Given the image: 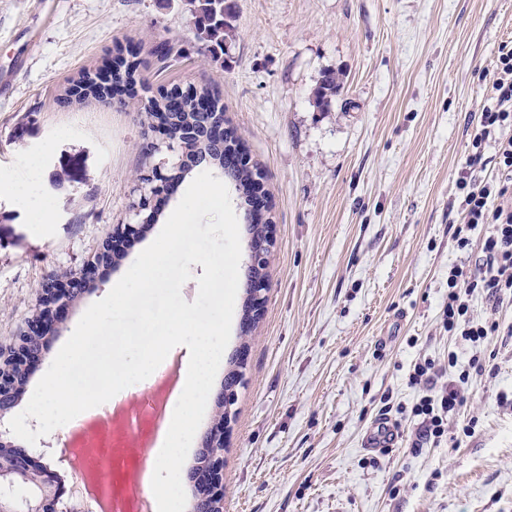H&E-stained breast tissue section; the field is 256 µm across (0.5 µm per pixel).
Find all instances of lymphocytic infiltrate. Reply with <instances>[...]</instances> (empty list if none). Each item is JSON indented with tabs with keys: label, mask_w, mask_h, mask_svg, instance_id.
I'll return each mask as SVG.
<instances>
[{
	"label": "lymphocytic infiltrate",
	"mask_w": 512,
	"mask_h": 512,
	"mask_svg": "<svg viewBox=\"0 0 512 512\" xmlns=\"http://www.w3.org/2000/svg\"><path fill=\"white\" fill-rule=\"evenodd\" d=\"M493 97L479 116V125L471 141L468 167L482 164L487 144H494L498 156L497 173L489 181L479 182L460 175L457 189L462 197L464 221L456 225L453 238L458 248L467 249L476 226L490 225L483 238L481 257L475 265H456L448 271V304L444 311L449 334L480 344L488 338L508 332L495 315L504 301H512V44H503L495 62ZM482 294L492 312L477 319L469 313V299ZM489 359L475 354L468 368L447 383H439L434 363L415 365L410 380L422 386L423 393L411 413L419 420L418 444H439L448 433V420L464 402L463 386L471 374H484Z\"/></svg>",
	"instance_id": "f902f5d3"
}]
</instances>
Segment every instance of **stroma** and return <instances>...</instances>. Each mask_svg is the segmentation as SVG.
Returning a JSON list of instances; mask_svg holds the SVG:
<instances>
[{"label":"stroma","mask_w":512,"mask_h":512,"mask_svg":"<svg viewBox=\"0 0 512 512\" xmlns=\"http://www.w3.org/2000/svg\"><path fill=\"white\" fill-rule=\"evenodd\" d=\"M222 60L196 35L187 0H0V176L37 165V202L0 188V348L35 312L41 286L94 260L133 221V188L150 164L138 106L158 88L205 87L260 174L273 244L262 315L244 349L224 444V512H512V337L481 344L495 375H471L450 437L413 448L415 364L458 376L472 354L442 325L448 270L475 264L491 227L452 236L456 181L490 97L512 0H231ZM173 42L179 59L155 54ZM125 57L136 82L110 103L60 99L87 70ZM344 78L331 111L314 91ZM155 197L154 223L118 244L63 313L48 355L10 412L27 406L85 310L103 299L160 233L188 188ZM456 367H449V355ZM398 431L369 450L380 417ZM475 421V431L461 427ZM69 426L31 446L60 482Z\"/></svg>","instance_id":"stroma-1"}]
</instances>
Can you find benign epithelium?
Wrapping results in <instances>:
<instances>
[{
	"label": "benign epithelium",
	"instance_id": "benign-epithelium-1",
	"mask_svg": "<svg viewBox=\"0 0 512 512\" xmlns=\"http://www.w3.org/2000/svg\"><path fill=\"white\" fill-rule=\"evenodd\" d=\"M134 65L129 61L124 66H116L100 74L101 85L112 94L120 87L119 75L123 68ZM187 93L195 96L202 108H207L211 98L204 88L185 90L173 87L166 91L171 107H177L181 97ZM183 168L182 163L168 164L162 160L153 164L135 185L138 200L133 205L136 222L127 224L124 233L134 236L140 227L152 222L153 215L145 214L151 208L153 198L162 193L170 182L173 172ZM271 248V238L263 242L249 243L251 264H261ZM79 291L62 288L51 279L42 286V299L39 308L27 321L26 330L20 333L17 344L9 354L0 353V412L10 409L17 396L16 379L4 373L1 367L7 365L29 376L34 366L41 361L45 338L57 333L59 313L74 303ZM221 419L205 433V439L218 449L191 470L192 484L206 491L213 503V512H223L224 505V423ZM81 500L75 496V489L66 490L57 485L55 473L47 465H39L27 452L15 448L0 431V512H80Z\"/></svg>",
	"mask_w": 512,
	"mask_h": 512
}]
</instances>
